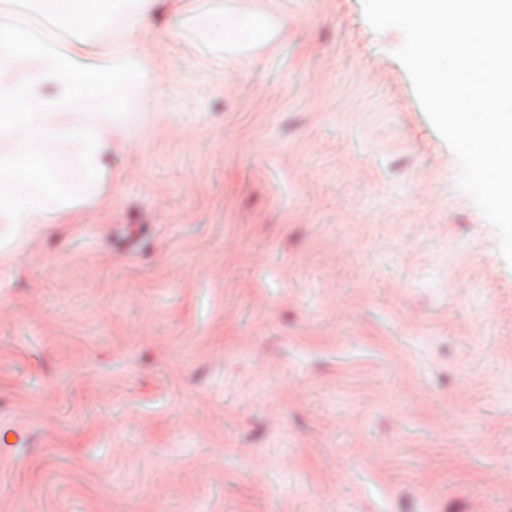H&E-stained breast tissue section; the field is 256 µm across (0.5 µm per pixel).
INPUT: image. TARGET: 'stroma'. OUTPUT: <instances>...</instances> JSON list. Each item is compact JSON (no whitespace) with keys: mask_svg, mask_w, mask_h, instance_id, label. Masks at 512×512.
Instances as JSON below:
<instances>
[{"mask_svg":"<svg viewBox=\"0 0 512 512\" xmlns=\"http://www.w3.org/2000/svg\"><path fill=\"white\" fill-rule=\"evenodd\" d=\"M143 37L98 202L0 259V512H512V267L362 0ZM211 2L215 3L209 9L192 15L177 12L170 22L174 39H187L186 33L191 31L203 41L208 57L198 61L200 64L224 63V48L259 44L271 33L272 21L266 14L228 10L222 0Z\"/></svg>","mask_w":512,"mask_h":512,"instance_id":"1","label":"stroma"}]
</instances>
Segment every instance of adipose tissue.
<instances>
[{
  "label": "adipose tissue",
  "instance_id": "1",
  "mask_svg": "<svg viewBox=\"0 0 512 512\" xmlns=\"http://www.w3.org/2000/svg\"><path fill=\"white\" fill-rule=\"evenodd\" d=\"M155 0H21L0 7V224L15 235L56 223L66 209L98 199L115 140L141 119L150 65L139 49ZM65 37L46 35L42 23ZM272 22L259 11L176 13L173 38L194 33L207 60L260 43ZM111 33L102 51L96 37Z\"/></svg>",
  "mask_w": 512,
  "mask_h": 512
}]
</instances>
